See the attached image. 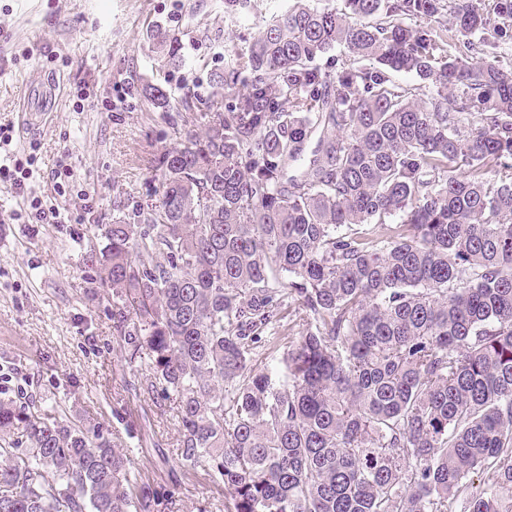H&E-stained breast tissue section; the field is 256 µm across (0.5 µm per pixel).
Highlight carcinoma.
<instances>
[{
	"instance_id": "obj_1",
	"label": "carcinoma",
	"mask_w": 512,
	"mask_h": 512,
	"mask_svg": "<svg viewBox=\"0 0 512 512\" xmlns=\"http://www.w3.org/2000/svg\"><path fill=\"white\" fill-rule=\"evenodd\" d=\"M485 2L293 0L214 76L217 119L145 88L180 122L157 203L96 225L112 321L233 512H512V0ZM444 14L455 54L406 22ZM288 314L298 340L258 368ZM175 505L98 426L0 397V512Z\"/></svg>"
}]
</instances>
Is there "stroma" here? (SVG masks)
<instances>
[{"label": "stroma", "instance_id": "obj_1", "mask_svg": "<svg viewBox=\"0 0 512 512\" xmlns=\"http://www.w3.org/2000/svg\"><path fill=\"white\" fill-rule=\"evenodd\" d=\"M290 0H256L228 14L224 0H0V123L15 126L10 152L35 154L25 189L0 184V366L13 387L44 398L65 419L88 418L153 488H178L179 512H230L224 485L204 466L180 465L172 403L147 392V361H129L112 327L96 227L124 202L158 188L152 160L173 141L177 112L155 108L145 84H184L203 94L228 52L248 46L262 21ZM176 37L184 61L162 66L150 34ZM60 87L45 127L27 130V80ZM61 224L12 220L25 199Z\"/></svg>", "mask_w": 512, "mask_h": 512}]
</instances>
